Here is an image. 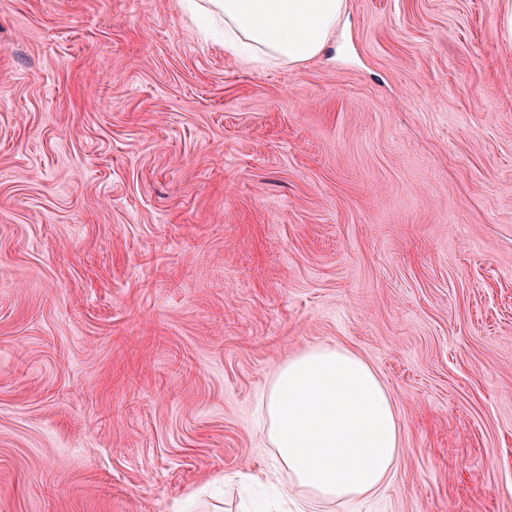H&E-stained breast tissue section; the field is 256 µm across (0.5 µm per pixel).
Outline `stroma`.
Masks as SVG:
<instances>
[{
	"label": "stroma",
	"mask_w": 512,
	"mask_h": 512,
	"mask_svg": "<svg viewBox=\"0 0 512 512\" xmlns=\"http://www.w3.org/2000/svg\"><path fill=\"white\" fill-rule=\"evenodd\" d=\"M505 0H347L245 67L178 0H0V512H298L258 398L343 346L389 487L313 512H512Z\"/></svg>",
	"instance_id": "obj_1"
}]
</instances>
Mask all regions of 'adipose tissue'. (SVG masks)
I'll return each mask as SVG.
<instances>
[{
	"instance_id": "adipose-tissue-1",
	"label": "adipose tissue",
	"mask_w": 512,
	"mask_h": 512,
	"mask_svg": "<svg viewBox=\"0 0 512 512\" xmlns=\"http://www.w3.org/2000/svg\"><path fill=\"white\" fill-rule=\"evenodd\" d=\"M224 28L244 64L296 65L333 38L346 0H180ZM265 439L303 506L350 502L386 490L401 455L393 399L375 369L341 347H313L286 362L261 402Z\"/></svg>"
}]
</instances>
